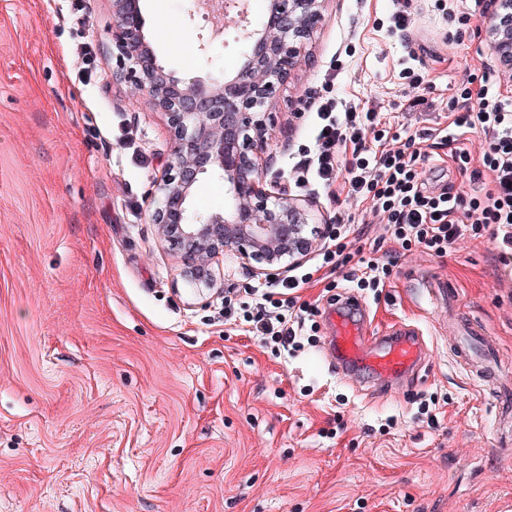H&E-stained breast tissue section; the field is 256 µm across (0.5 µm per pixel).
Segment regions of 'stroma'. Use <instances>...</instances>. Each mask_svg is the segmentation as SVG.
<instances>
[{
  "mask_svg": "<svg viewBox=\"0 0 512 512\" xmlns=\"http://www.w3.org/2000/svg\"><path fill=\"white\" fill-rule=\"evenodd\" d=\"M140 7L167 71L238 69L236 14L215 37L193 0ZM395 11L326 0L269 116L271 173L314 202L313 226L344 219L349 251L389 269L382 291L358 294L310 254L302 267L319 279L298 292L309 342L284 355L225 321L223 291L195 293L157 236L173 136L148 96L112 78L111 0H0V512H507L512 447L496 398L455 362L445 308L424 288H456L512 372V262L488 227L443 254L403 249L370 202L295 167L331 98L375 107L399 133L437 128L472 79L512 97L485 22H461L460 0H412L403 31ZM407 68L425 77L428 118L402 109ZM354 294L372 332L402 321L422 334L419 377L392 393L340 378L324 357L326 303Z\"/></svg>",
  "mask_w": 512,
  "mask_h": 512,
  "instance_id": "35a3bbf8",
  "label": "stroma"
}]
</instances>
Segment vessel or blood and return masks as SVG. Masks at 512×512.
Instances as JSON below:
<instances>
[{
  "label": "vessel or blood",
  "mask_w": 512,
  "mask_h": 512,
  "mask_svg": "<svg viewBox=\"0 0 512 512\" xmlns=\"http://www.w3.org/2000/svg\"><path fill=\"white\" fill-rule=\"evenodd\" d=\"M329 335L325 353L344 378H369L374 387L393 389L404 379L418 373L425 356V345L418 329L397 324L376 336L368 335L365 307L354 297L327 310ZM467 338L458 342L460 362L473 364L478 356H491L496 347L473 322H465ZM483 381L494 391L500 414L512 419V375L498 365L486 364Z\"/></svg>",
  "instance_id": "b4317fda"
}]
</instances>
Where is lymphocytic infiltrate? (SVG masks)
<instances>
[{
  "label": "lymphocytic infiltrate",
  "mask_w": 512,
  "mask_h": 512,
  "mask_svg": "<svg viewBox=\"0 0 512 512\" xmlns=\"http://www.w3.org/2000/svg\"><path fill=\"white\" fill-rule=\"evenodd\" d=\"M318 114L321 131L299 168L314 172L324 185L340 181L349 194L371 200L386 214L388 231L402 248L421 245L442 254L465 232L491 225L501 258L512 257V99L500 98L485 84L461 87L447 125L433 131L459 172L468 175L467 191L451 184L429 187L418 167L427 157L419 144L423 132L396 138L390 148L384 131L376 127L375 112H340L329 100ZM466 133L484 135L486 147L479 159L463 147ZM301 285L296 278L281 282L276 291L255 289L256 310L244 315L237 313L232 296H225L224 317L242 316L262 341L286 351L298 349L304 326L296 310Z\"/></svg>",
  "instance_id": "lymphocytic-infiltrate-1"
}]
</instances>
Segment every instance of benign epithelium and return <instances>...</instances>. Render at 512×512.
<instances>
[{"label": "benign epithelium", "instance_id": "7a95c632", "mask_svg": "<svg viewBox=\"0 0 512 512\" xmlns=\"http://www.w3.org/2000/svg\"><path fill=\"white\" fill-rule=\"evenodd\" d=\"M325 0H267L266 15L247 20L242 0H216L219 13L237 10L242 64L224 80L179 77L158 63L143 31L139 0H112V52L120 76L147 94L167 116L173 157L158 183L151 213L158 234L184 253L185 278L198 293L217 283L216 257L237 254L255 275H283L314 247L306 234L310 201L265 182L258 158L266 150V120L277 89L289 78L321 20ZM486 40L501 68L512 71V0H495ZM224 179L222 212H199L191 202L205 177Z\"/></svg>", "mask_w": 512, "mask_h": 512}]
</instances>
